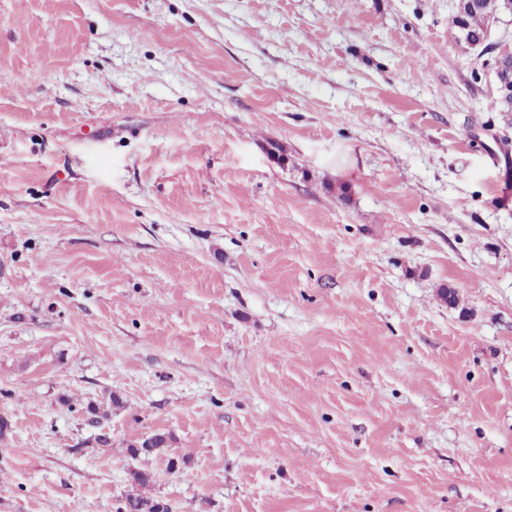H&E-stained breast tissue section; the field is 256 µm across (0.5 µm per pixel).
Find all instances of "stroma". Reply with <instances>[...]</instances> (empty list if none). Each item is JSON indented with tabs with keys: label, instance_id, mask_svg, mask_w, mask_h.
I'll use <instances>...</instances> for the list:
<instances>
[{
	"label": "stroma",
	"instance_id": "1",
	"mask_svg": "<svg viewBox=\"0 0 512 512\" xmlns=\"http://www.w3.org/2000/svg\"><path fill=\"white\" fill-rule=\"evenodd\" d=\"M453 4L0 0V512L135 470L172 512H512V112Z\"/></svg>",
	"mask_w": 512,
	"mask_h": 512
}]
</instances>
